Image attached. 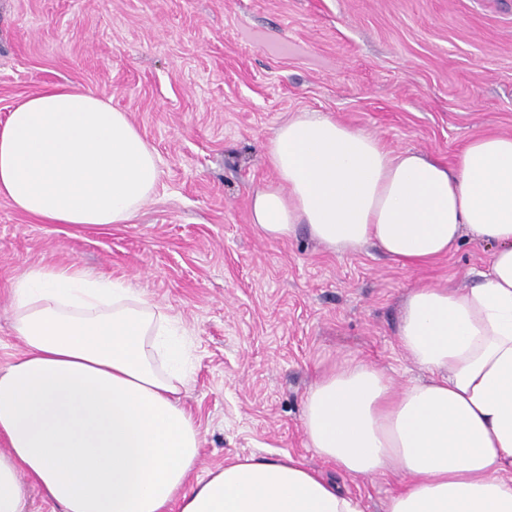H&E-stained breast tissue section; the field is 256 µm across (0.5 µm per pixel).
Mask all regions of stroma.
I'll list each match as a JSON object with an SVG mask.
<instances>
[{
  "instance_id": "1",
  "label": "stroma",
  "mask_w": 512,
  "mask_h": 512,
  "mask_svg": "<svg viewBox=\"0 0 512 512\" xmlns=\"http://www.w3.org/2000/svg\"><path fill=\"white\" fill-rule=\"evenodd\" d=\"M58 85L128 112L162 178L132 223L107 227L41 224L0 198V369L21 351L14 279L79 263L190 332L196 475L289 454L384 512L393 478H349L307 448L305 396L351 358L398 387L418 376L397 336L402 302L471 285L490 251L467 236L413 268L370 247L331 252L302 230L272 241L250 200L274 177L265 143L300 112L448 164L474 137L512 135V0H0V123Z\"/></svg>"
}]
</instances>
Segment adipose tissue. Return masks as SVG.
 I'll list each match as a JSON object with an SVG mask.
<instances>
[{"instance_id": "obj_1", "label": "adipose tissue", "mask_w": 512, "mask_h": 512, "mask_svg": "<svg viewBox=\"0 0 512 512\" xmlns=\"http://www.w3.org/2000/svg\"><path fill=\"white\" fill-rule=\"evenodd\" d=\"M265 157L276 178L252 194L250 222L266 238L303 229L329 250L372 244L411 267L466 234L493 245L482 281L408 295L399 342L426 379L398 390L346 362L308 391L302 425L345 475L395 477L386 512H512V136L471 139L448 166L302 112ZM161 174L128 113L89 90L29 96L0 125V197L44 224L129 223ZM12 315L23 350L0 371V512H23L31 483L59 512H361L289 455L194 477L203 437L180 402L178 321L125 282L32 264Z\"/></svg>"}]
</instances>
